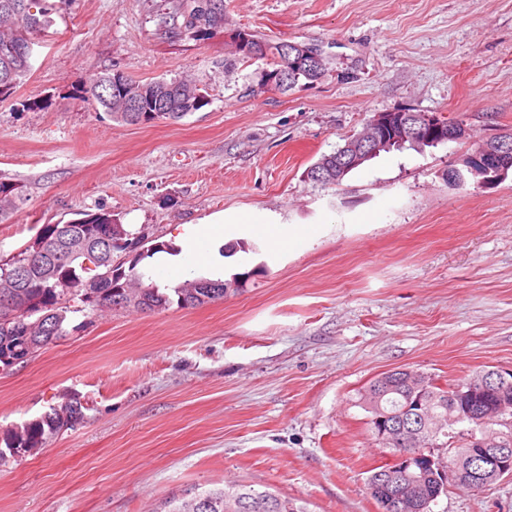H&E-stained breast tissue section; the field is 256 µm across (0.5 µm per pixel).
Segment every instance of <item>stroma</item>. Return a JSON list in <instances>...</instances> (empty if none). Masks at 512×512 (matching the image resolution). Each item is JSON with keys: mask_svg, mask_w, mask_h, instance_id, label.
Instances as JSON below:
<instances>
[{"mask_svg": "<svg viewBox=\"0 0 512 512\" xmlns=\"http://www.w3.org/2000/svg\"><path fill=\"white\" fill-rule=\"evenodd\" d=\"M170 0H65L35 35L29 74L0 94V180L25 204L0 256L46 224L111 211L151 241L243 208L304 224L269 257L227 241L244 288L194 308L71 314L65 340L0 371V451L80 397L84 421L0 464V512H159L239 481L308 512H378L370 470L389 451L359 395L409 368L440 384L512 369V172L453 183L478 141L512 131V0H224V25L171 37ZM319 46L317 82L253 96L261 61L233 30ZM122 72L190 77L208 103L179 121L124 124L81 88ZM31 102L22 110L21 102ZM462 123L466 139L380 154L339 185L306 172L377 112ZM432 512H512V479L450 489Z\"/></svg>", "mask_w": 512, "mask_h": 512, "instance_id": "obj_1", "label": "stroma"}]
</instances>
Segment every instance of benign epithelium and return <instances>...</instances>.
I'll return each mask as SVG.
<instances>
[{
  "label": "benign epithelium",
  "instance_id": "7a95c632",
  "mask_svg": "<svg viewBox=\"0 0 512 512\" xmlns=\"http://www.w3.org/2000/svg\"><path fill=\"white\" fill-rule=\"evenodd\" d=\"M295 62L321 65V51L311 44L294 43L289 51ZM466 137V130L445 125L439 116L425 112L393 110L378 112L367 119L365 127L356 137L349 139L336 150V177H341L351 168L392 144L426 141L440 143L457 141ZM512 159V135L502 133L479 143L462 159V168L450 173L453 181H462L468 175L480 187L496 183V171L504 168ZM407 384L412 392L414 408H406L405 414L397 418L399 442H411L425 429L433 433L432 448H444L437 427H428V421L419 420L422 410L428 406L427 392L432 377L422 372L410 373ZM461 426L467 428L470 447L481 451L484 458L492 461L485 467L491 480L512 477V448L503 447L504 429L512 427V369H493L471 377L453 387L448 406V436L457 435ZM390 469L372 474V477L394 485L386 506L397 509L404 503L423 498L421 479L430 472L439 474L437 492L440 496L452 485L466 483L472 490L483 489L488 481L472 477L453 461L443 462L431 448L414 453L404 450L390 452Z\"/></svg>",
  "mask_w": 512,
  "mask_h": 512
}]
</instances>
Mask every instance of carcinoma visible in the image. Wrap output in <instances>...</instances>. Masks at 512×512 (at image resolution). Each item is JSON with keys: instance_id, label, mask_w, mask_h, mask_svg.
<instances>
[{"instance_id": "obj_1", "label": "carcinoma", "mask_w": 512, "mask_h": 512, "mask_svg": "<svg viewBox=\"0 0 512 512\" xmlns=\"http://www.w3.org/2000/svg\"><path fill=\"white\" fill-rule=\"evenodd\" d=\"M52 4L49 0H0V94L13 89L30 70L31 56L27 55V46L33 41V35L45 29L50 23L49 14ZM224 25V0H175L173 5L172 27L170 33L175 36L193 34L204 36L212 29ZM252 52H236L241 59H258L265 62L269 70H283L288 77L282 83V90H292L298 85L316 82L324 69L316 72L300 70L289 72L291 62L284 52V43H270L258 35L250 34ZM115 74L107 73L99 77L82 91V99L102 107L113 119L129 124H145L150 120L177 121L207 104L204 88L192 84L193 95L181 93V80H155L140 83L120 76L118 82H112ZM336 175V159L333 154L322 156L307 171L309 180L321 184H333ZM24 203L21 187L11 182L0 181V221L9 217ZM124 233L128 244L133 247L132 257L127 266L103 281L99 289V299L112 304L124 297L126 280L132 282V292L140 298L138 308L147 311L166 310L172 304L180 307H196L224 298V280L199 277L173 288H161L145 282V273L138 266L155 254L166 252L171 246L155 243L144 253L134 250L135 231L124 224H112V212L105 211L94 215H85L70 224H45L34 239L47 242L48 249H61L73 237H83L89 241H99L107 228ZM94 264L96 273H101L97 257L78 256L71 261L59 263L46 274L37 265V252L27 245L17 249L13 262L0 265V281L5 277L4 269L16 266L25 268V275L18 283L19 305L30 308V315L20 312L18 318L8 326L0 324V359L11 357L14 350L23 341L30 343H55L69 336L67 324L69 314L86 309L96 311L95 303L84 301L83 277L86 267L84 261ZM205 283L207 287L196 288L194 284ZM408 374L396 378L394 388L382 393L370 382L361 393L362 406L369 416H385L391 423V414L401 411L408 405L409 391L405 384ZM449 388L437 384L430 385L429 408L433 417L448 413ZM83 419L82 403L70 401L64 410L47 414L27 423L12 435L8 442L10 448H35L43 444L45 436L62 429H72ZM165 512H307L298 504V500L288 498L268 490H258L253 485L234 482L222 488L204 489L188 500L181 502L171 499L164 503Z\"/></svg>"}]
</instances>
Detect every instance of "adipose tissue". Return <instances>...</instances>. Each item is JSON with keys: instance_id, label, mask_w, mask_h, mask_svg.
<instances>
[{"instance_id": "1", "label": "adipose tissue", "mask_w": 512, "mask_h": 512, "mask_svg": "<svg viewBox=\"0 0 512 512\" xmlns=\"http://www.w3.org/2000/svg\"><path fill=\"white\" fill-rule=\"evenodd\" d=\"M245 237L261 242L272 253L287 255L307 241L309 230L303 225L278 223L276 218H257L248 211L216 214L200 224L187 225L181 237V251L176 255L165 254L161 265L169 276L179 277L184 271L183 256H190L198 272L210 278L224 275V258L219 247L230 238Z\"/></svg>"}]
</instances>
